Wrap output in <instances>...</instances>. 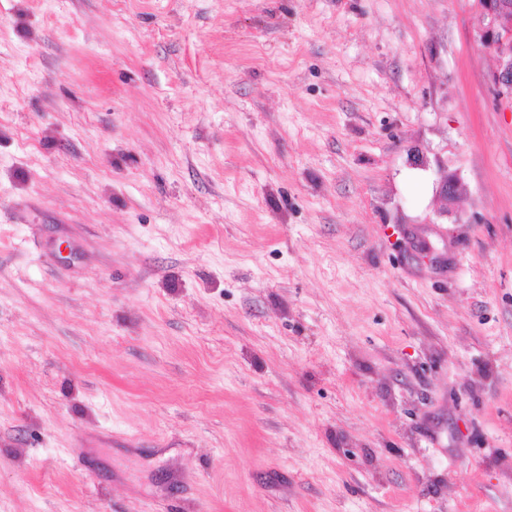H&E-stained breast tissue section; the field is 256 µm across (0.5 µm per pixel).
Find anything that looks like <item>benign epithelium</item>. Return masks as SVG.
<instances>
[{
  "mask_svg": "<svg viewBox=\"0 0 512 512\" xmlns=\"http://www.w3.org/2000/svg\"><path fill=\"white\" fill-rule=\"evenodd\" d=\"M484 21L483 45L497 60L490 75V84L497 102L512 104V0H475ZM459 179L450 173L439 185V194L446 202V213L455 210Z\"/></svg>",
  "mask_w": 512,
  "mask_h": 512,
  "instance_id": "benign-epithelium-1",
  "label": "benign epithelium"
}]
</instances>
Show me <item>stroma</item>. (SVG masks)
I'll return each instance as SVG.
<instances>
[{"label":"stroma","mask_w":512,"mask_h":512,"mask_svg":"<svg viewBox=\"0 0 512 512\" xmlns=\"http://www.w3.org/2000/svg\"><path fill=\"white\" fill-rule=\"evenodd\" d=\"M483 27L0 0V512H512Z\"/></svg>","instance_id":"stroma-1"}]
</instances>
